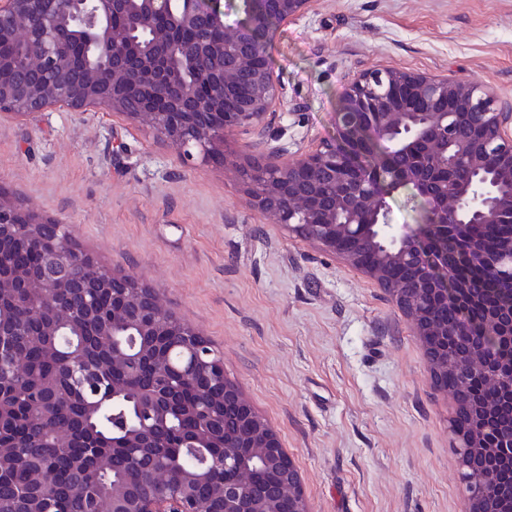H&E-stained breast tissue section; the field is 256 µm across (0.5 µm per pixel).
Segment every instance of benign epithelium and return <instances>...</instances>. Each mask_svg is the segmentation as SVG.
<instances>
[{
    "instance_id": "obj_1",
    "label": "benign epithelium",
    "mask_w": 512,
    "mask_h": 512,
    "mask_svg": "<svg viewBox=\"0 0 512 512\" xmlns=\"http://www.w3.org/2000/svg\"><path fill=\"white\" fill-rule=\"evenodd\" d=\"M313 0H240L241 17L225 19L221 0H0V46L18 47L24 63L0 52V112L30 115L57 106L74 112L106 109L152 129L185 157L200 150L239 174L254 205L273 223L336 255L347 267L387 291L419 336L437 387L456 411L476 416L478 427L464 447L481 448L512 466V361L498 363L486 351L512 342V290L498 309L474 328L466 311L442 319L438 307L455 301L448 246H419L440 240L448 227L476 242L482 224L512 223V114L500 111L492 93L472 83L416 71L375 69L357 76L332 113L335 137L285 161L237 163L224 150L239 128L262 129L282 102L279 78L269 66L276 26L304 13ZM84 58L74 74L75 50ZM250 92L241 95L243 85ZM234 104L231 112L228 103ZM362 142L381 148L361 171L346 169L341 149ZM406 192L420 219L400 228L390 223V200ZM52 238L41 269L29 273L19 259L0 260V303L16 305L35 295L57 312L50 334L78 343L100 337L103 355L71 367L91 383L128 352L110 336H138L142 355L157 364L147 404L158 414L178 411L174 394L186 378L207 380L201 440L224 437L211 468L234 473L218 494L224 512H309L300 475L275 431L241 387L224 376L218 359L194 357L206 340L183 327L182 347L191 356L182 368H164L163 339L176 318L157 293L100 264L74 245L61 225L0 198V241ZM490 277H506L499 261L473 249ZM112 299V317L100 299ZM28 332L0 321V355L13 352L12 337ZM463 380L478 375L492 386L478 399L469 386L448 389V373ZM120 447L128 462L144 463L142 448L159 456L166 441L154 418L141 420ZM248 449L242 453V449ZM275 471L274 490L259 486L261 473ZM157 490L125 501V489L94 499L95 512H207L196 497V479L168 481L154 472ZM469 512H501L485 501L488 477L461 465Z\"/></svg>"
}]
</instances>
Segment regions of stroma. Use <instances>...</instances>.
I'll return each instance as SVG.
<instances>
[{
  "mask_svg": "<svg viewBox=\"0 0 512 512\" xmlns=\"http://www.w3.org/2000/svg\"><path fill=\"white\" fill-rule=\"evenodd\" d=\"M283 102L232 151L259 161L332 139L358 74L491 88L512 112V0H312L276 30ZM0 195L64 224L205 337L301 474L310 512H463L452 409L381 288L271 224L222 164L107 110L0 117Z\"/></svg>",
  "mask_w": 512,
  "mask_h": 512,
  "instance_id": "stroma-1",
  "label": "stroma"
}]
</instances>
